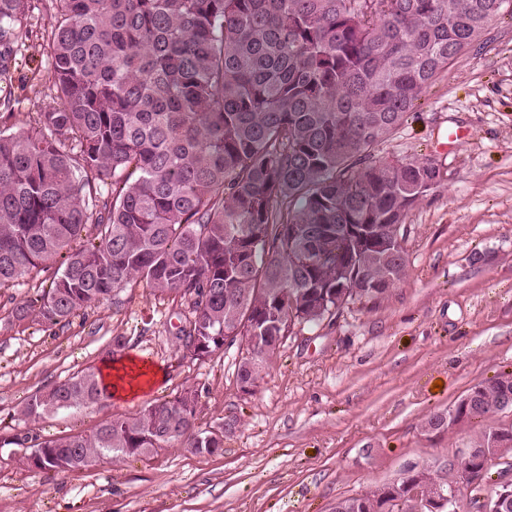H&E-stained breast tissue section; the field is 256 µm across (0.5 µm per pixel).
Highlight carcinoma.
I'll use <instances>...</instances> for the list:
<instances>
[{
    "label": "carcinoma",
    "mask_w": 512,
    "mask_h": 512,
    "mask_svg": "<svg viewBox=\"0 0 512 512\" xmlns=\"http://www.w3.org/2000/svg\"><path fill=\"white\" fill-rule=\"evenodd\" d=\"M51 3L58 105L0 126V288L60 265L14 320L57 325L141 283L189 302L194 319L177 340L194 358L223 351L226 336L244 342L236 380L252 387L296 325L380 299L405 276L406 218L442 175L429 158L387 162L374 150L455 56L512 17V0ZM33 9L0 0L3 58ZM469 393L427 429L501 412L512 372ZM108 397L88 367L32 395L23 414ZM197 399L187 388L89 435L0 443L31 444L28 465L57 473L166 447L214 455L235 422L196 429ZM475 443L504 457L512 424L481 429ZM414 473L425 493L454 477ZM388 489L334 512H413Z\"/></svg>",
    "instance_id": "obj_1"
}]
</instances>
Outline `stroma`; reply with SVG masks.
I'll return each instance as SVG.
<instances>
[{
  "label": "stroma",
  "instance_id": "1",
  "mask_svg": "<svg viewBox=\"0 0 512 512\" xmlns=\"http://www.w3.org/2000/svg\"><path fill=\"white\" fill-rule=\"evenodd\" d=\"M54 22L52 8L34 10L0 113L22 119L54 104ZM455 128L463 138L450 150L443 141ZM375 155L426 157L443 174L406 219L403 280L376 303L296 326L251 392L235 378L237 348L206 360L177 349L193 317L188 301L128 287L68 324L21 325L14 305L48 287L53 268L0 288L1 436L89 433L189 387L199 429L236 422L215 455L171 447L63 474L28 467V448L0 446V512H333L338 499L393 483L413 465L442 468L470 446L479 422L432 433L424 424L474 383L512 369V21L493 23L459 54ZM116 336L127 339L118 352ZM111 354L160 375L132 398L22 415L31 395Z\"/></svg>",
  "mask_w": 512,
  "mask_h": 512
}]
</instances>
